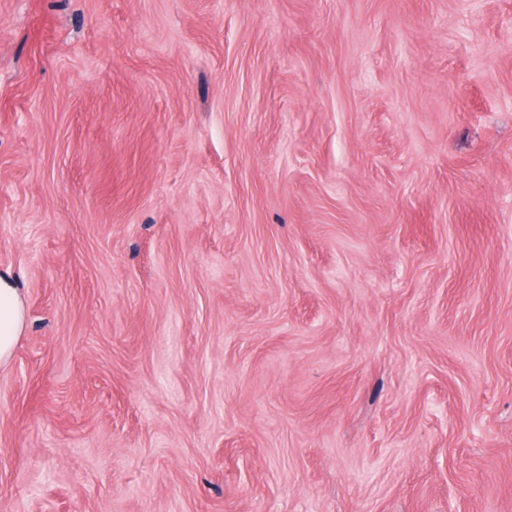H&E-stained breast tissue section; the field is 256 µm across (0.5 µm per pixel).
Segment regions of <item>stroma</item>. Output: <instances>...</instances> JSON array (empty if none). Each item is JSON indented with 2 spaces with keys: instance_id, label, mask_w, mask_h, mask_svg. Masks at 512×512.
I'll return each mask as SVG.
<instances>
[{
  "instance_id": "stroma-1",
  "label": "stroma",
  "mask_w": 512,
  "mask_h": 512,
  "mask_svg": "<svg viewBox=\"0 0 512 512\" xmlns=\"http://www.w3.org/2000/svg\"><path fill=\"white\" fill-rule=\"evenodd\" d=\"M0 512H512V0H0ZM25 320V304L19 288L10 276L0 275V366L11 360Z\"/></svg>"
}]
</instances>
